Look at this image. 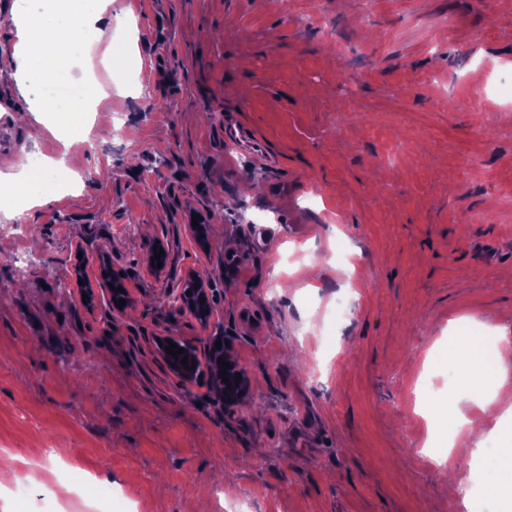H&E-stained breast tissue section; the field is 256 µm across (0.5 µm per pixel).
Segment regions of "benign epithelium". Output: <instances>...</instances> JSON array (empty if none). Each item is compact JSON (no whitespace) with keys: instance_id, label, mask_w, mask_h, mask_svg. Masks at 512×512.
Segmentation results:
<instances>
[{"instance_id":"1","label":"benign epithelium","mask_w":512,"mask_h":512,"mask_svg":"<svg viewBox=\"0 0 512 512\" xmlns=\"http://www.w3.org/2000/svg\"><path fill=\"white\" fill-rule=\"evenodd\" d=\"M162 263V267H157V263ZM147 270L159 278L168 274V255L164 254L160 258H155V252H148L146 258ZM96 280L100 282L106 290L109 291L112 298V305L115 312H121L117 303L119 300H125V304L131 303V291L127 286L124 277L112 272L110 265L103 261L100 263ZM186 282L191 284V288H181L174 294L175 302L183 313H188L197 319L201 324L207 326L214 313V289L211 283L204 280L199 274L190 272L186 275ZM205 298V302H200V298ZM218 340H225L224 332L216 331L207 338L206 345L202 348L197 345L181 341L173 336L166 338L164 336L155 337V346L157 352L165 360L169 370L183 380L186 385H193L202 377H208L210 389L214 396L224 405V409L235 408L247 396L250 387V379L246 371L232 357L227 346L216 348L215 343ZM174 342L177 347L185 349V354L176 357L168 354L165 347L169 342ZM188 356V363L181 364L183 356ZM230 368H225V365ZM195 369H190V366ZM227 370L229 381H223L219 376L221 370ZM241 375V380H236L235 375Z\"/></svg>"}]
</instances>
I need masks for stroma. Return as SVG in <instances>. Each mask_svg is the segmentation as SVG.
Masks as SVG:
<instances>
[{
  "instance_id": "1",
  "label": "stroma",
  "mask_w": 512,
  "mask_h": 512,
  "mask_svg": "<svg viewBox=\"0 0 512 512\" xmlns=\"http://www.w3.org/2000/svg\"><path fill=\"white\" fill-rule=\"evenodd\" d=\"M16 0H0V174L30 155L84 180L25 217L0 259V482L13 512H463L448 484L487 497L498 453L451 472L426 453L448 425L420 413L437 356L464 336L512 338V0H114L132 24L135 81L102 63L115 123L92 114L64 148L20 96ZM207 246L188 231L194 216ZM169 274L150 275L151 244ZM125 273L133 301L83 303L75 268ZM320 269L314 283L302 276ZM209 280V326L175 309L186 272ZM223 330L248 372L227 411L155 351L169 334ZM487 437L512 430V377L496 414L456 392Z\"/></svg>"
}]
</instances>
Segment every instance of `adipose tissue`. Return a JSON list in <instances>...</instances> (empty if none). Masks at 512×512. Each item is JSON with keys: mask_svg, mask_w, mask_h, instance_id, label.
<instances>
[{"mask_svg": "<svg viewBox=\"0 0 512 512\" xmlns=\"http://www.w3.org/2000/svg\"><path fill=\"white\" fill-rule=\"evenodd\" d=\"M111 17L112 0H82L75 12L65 10L33 16L23 11L14 18L17 38L14 60L19 74L18 83L41 92L44 101L32 107V114L70 146L84 140L77 121L78 113L85 104L101 103L103 95L96 82L66 84L61 77L101 40ZM34 183V176L24 168L0 176V209L4 210L7 218L27 216L34 207L49 203V196L33 192ZM448 359L463 381L475 386L492 378L505 380L512 373L501 361H489L485 346L480 341L451 351ZM434 411L450 427L468 430L466 441L434 455L437 467L452 466L454 459L472 455L482 447L481 432L468 428L455 401L437 405Z\"/></svg>", "mask_w": 512, "mask_h": 512, "instance_id": "1", "label": "adipose tissue"}]
</instances>
